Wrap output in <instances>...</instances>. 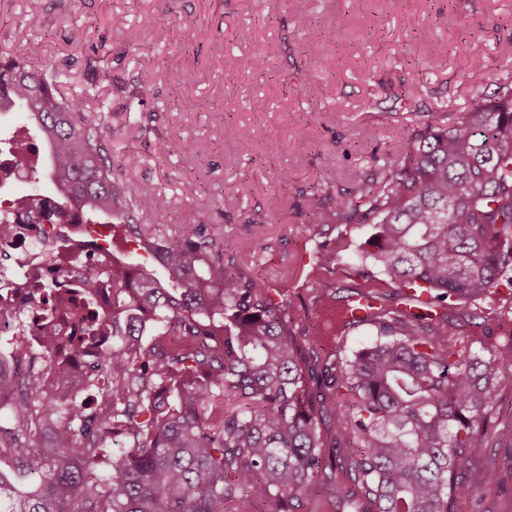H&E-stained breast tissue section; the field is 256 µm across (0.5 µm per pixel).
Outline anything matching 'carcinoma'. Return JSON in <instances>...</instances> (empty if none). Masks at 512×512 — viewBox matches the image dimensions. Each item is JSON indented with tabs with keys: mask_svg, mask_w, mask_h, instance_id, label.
Listing matches in <instances>:
<instances>
[{
	"mask_svg": "<svg viewBox=\"0 0 512 512\" xmlns=\"http://www.w3.org/2000/svg\"><path fill=\"white\" fill-rule=\"evenodd\" d=\"M21 105L39 143L16 142V166L29 167L41 145L57 200L52 213L34 205L28 223L78 211L158 268L100 244L112 270L109 310H93L90 288L38 292L47 323L69 303L87 313L72 344L112 336L95 367L110 381L88 403L55 404L48 447L40 383L27 380L10 400L14 381L0 373L11 424L0 427V448L20 464L0 470V512H225L247 500L301 512L311 486L335 512H460L453 484L483 452L476 423L512 368V336L487 347L475 330L456 332L447 308L414 309L423 292L490 310L501 290L512 294L511 78L494 98L476 95L455 124L406 138L398 160L374 179L359 175L335 207L311 199L315 224L370 225L358 259L398 290L397 304L381 292L341 302L321 281L299 304L288 281L275 288L224 263L231 243L203 222L171 234L135 183L115 180L101 111L62 95L41 56L0 57V112ZM352 243L338 236L325 261ZM63 275L84 281V258L69 257ZM359 323L375 328L374 344L341 352L339 336ZM57 349L43 336L36 358L50 365ZM109 424L128 447L103 469ZM344 469L352 487L343 492Z\"/></svg>",
	"mask_w": 512,
	"mask_h": 512,
	"instance_id": "carcinoma-1",
	"label": "carcinoma"
}]
</instances>
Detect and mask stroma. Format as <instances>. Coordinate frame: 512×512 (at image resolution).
Here are the masks:
<instances>
[{
  "label": "stroma",
  "instance_id": "1",
  "mask_svg": "<svg viewBox=\"0 0 512 512\" xmlns=\"http://www.w3.org/2000/svg\"><path fill=\"white\" fill-rule=\"evenodd\" d=\"M323 31L310 39L307 24ZM160 25L168 44L149 43ZM35 53L65 95L103 107L120 180L144 203L165 195L170 229L203 220L235 244L228 258L299 293L317 280L337 296L389 292L385 277L323 263L337 235L315 224L318 178L357 186L403 137L454 123L474 93L512 77V0H0V55ZM265 58V70L224 69L226 56ZM178 127L179 144L164 141ZM372 127V139L361 137ZM333 151L335 168L321 157ZM458 331L506 337L496 316L450 300ZM479 458L455 488L462 512H512V371L485 413Z\"/></svg>",
  "mask_w": 512,
  "mask_h": 512
}]
</instances>
